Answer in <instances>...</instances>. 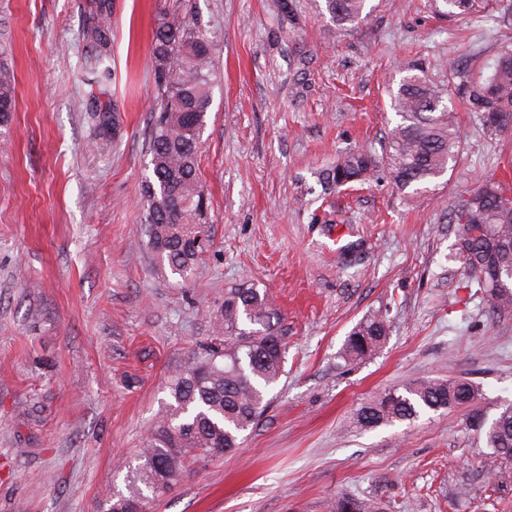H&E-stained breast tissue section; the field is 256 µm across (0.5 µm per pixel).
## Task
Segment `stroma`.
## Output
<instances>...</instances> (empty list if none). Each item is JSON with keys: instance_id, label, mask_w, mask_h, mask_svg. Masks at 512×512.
I'll use <instances>...</instances> for the list:
<instances>
[{"instance_id": "1", "label": "stroma", "mask_w": 512, "mask_h": 512, "mask_svg": "<svg viewBox=\"0 0 512 512\" xmlns=\"http://www.w3.org/2000/svg\"><path fill=\"white\" fill-rule=\"evenodd\" d=\"M91 0H0V70L16 110L0 126V512H102L127 491L166 384L210 342L230 288L265 290L288 344L268 407L239 448L201 461L150 512H325L346 492L388 512H512V471L464 412L362 431L374 392L465 377L488 416L512 404V316L492 314L454 258V202L512 158L461 94L453 170L420 194L386 169L323 193L319 175L359 148L383 155L408 67L491 58L512 39L501 0L451 16L443 0H366L344 33L324 0H113L120 132L91 149L79 31ZM191 7L214 37L217 82L200 172L212 246L189 281L144 244L140 189L158 99L149 55L160 10ZM378 311L383 347L340 352Z\"/></svg>"}]
</instances>
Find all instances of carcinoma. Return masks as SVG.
<instances>
[{
  "label": "carcinoma",
  "instance_id": "1",
  "mask_svg": "<svg viewBox=\"0 0 512 512\" xmlns=\"http://www.w3.org/2000/svg\"><path fill=\"white\" fill-rule=\"evenodd\" d=\"M336 30L357 24L365 0H324ZM112 0H93L81 32L84 80L102 87L112 79ZM151 71L166 113L163 128L150 132V174L141 188L146 246L161 266L189 280L201 258L199 238L211 240L199 176L201 135L212 102L215 78L212 36L188 17L159 14L151 41ZM446 83L428 79L418 67L409 70L392 94L400 117L388 141L387 171L393 186L417 194L447 174L459 159L462 142L454 116L445 103L452 91L464 96L470 111L481 115L492 134L508 130L512 121V42L501 43L480 67H464L448 59ZM15 104L14 84L0 72V124L10 121ZM91 116L112 114V127L98 130L105 142L118 131L117 105L104 107L96 96L88 100ZM378 160L367 151L346 154L325 170L320 183L326 191L369 181ZM512 161L502 179L485 176L453 206L451 220L459 225L456 255L468 279L490 298L492 313L512 314ZM265 292L250 286L224 293L221 320L210 344L191 367L168 385L165 402L143 447L135 455V475L141 487L104 512H125L149 504L179 482L200 459H216L238 446L240 436L263 415L265 390L283 372L286 344ZM386 316L375 313L350 332L341 352L352 367L375 354L389 335ZM479 387L465 377L427 379L385 389L366 398L353 413L359 429L412 422L427 411H467L473 420ZM487 447L489 470L512 466V406L477 426ZM326 512H384L382 502L341 493L327 503Z\"/></svg>",
  "mask_w": 512,
  "mask_h": 512
}]
</instances>
